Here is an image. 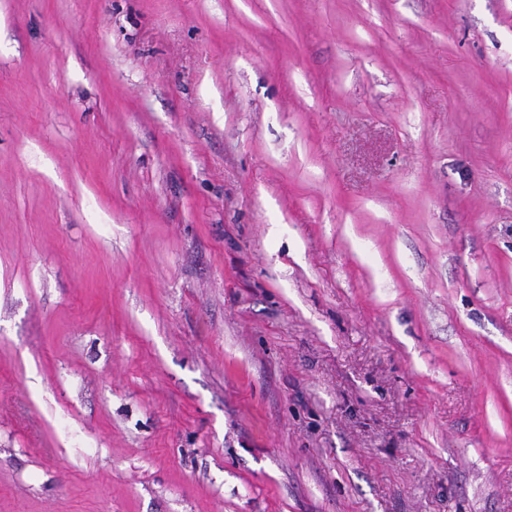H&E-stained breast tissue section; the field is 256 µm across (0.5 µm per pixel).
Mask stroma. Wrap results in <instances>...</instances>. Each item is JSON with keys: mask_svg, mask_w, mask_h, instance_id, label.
<instances>
[{"mask_svg": "<svg viewBox=\"0 0 512 512\" xmlns=\"http://www.w3.org/2000/svg\"><path fill=\"white\" fill-rule=\"evenodd\" d=\"M0 512H512V0H0Z\"/></svg>", "mask_w": 512, "mask_h": 512, "instance_id": "stroma-1", "label": "stroma"}]
</instances>
